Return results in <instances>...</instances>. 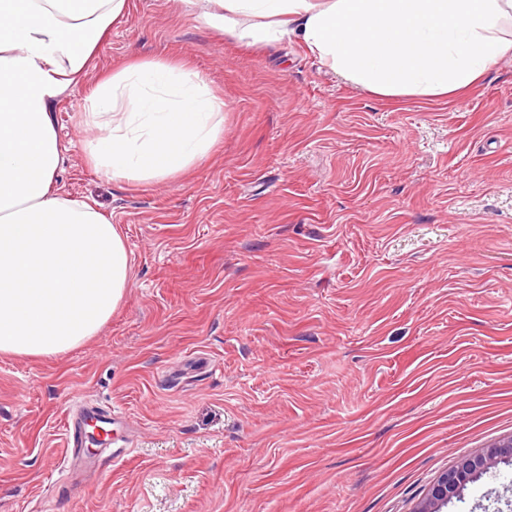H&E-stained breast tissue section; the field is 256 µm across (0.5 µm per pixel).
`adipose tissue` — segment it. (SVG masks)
Wrapping results in <instances>:
<instances>
[{
  "mask_svg": "<svg viewBox=\"0 0 512 512\" xmlns=\"http://www.w3.org/2000/svg\"><path fill=\"white\" fill-rule=\"evenodd\" d=\"M265 44L292 36L381 99L442 100L512 53V0H181ZM129 0H0V354L52 357L100 333L131 258L117 225L65 196L53 108L84 83ZM224 99L163 59L104 76L81 105L89 163L141 185L176 178L224 132Z\"/></svg>",
  "mask_w": 512,
  "mask_h": 512,
  "instance_id": "ef3b65f1",
  "label": "adipose tissue"
}]
</instances>
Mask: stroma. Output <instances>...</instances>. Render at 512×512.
Listing matches in <instances>:
<instances>
[{"label":"stroma","instance_id":"obj_1","mask_svg":"<svg viewBox=\"0 0 512 512\" xmlns=\"http://www.w3.org/2000/svg\"><path fill=\"white\" fill-rule=\"evenodd\" d=\"M162 57L223 96L188 172L88 163L80 105ZM58 186L118 224L125 296L82 345L0 356V512H415L512 437V55L444 100L379 99L304 45L249 46L177 0H132L55 107ZM123 411L116 464L65 420ZM512 464L443 512H504Z\"/></svg>","mask_w":512,"mask_h":512}]
</instances>
